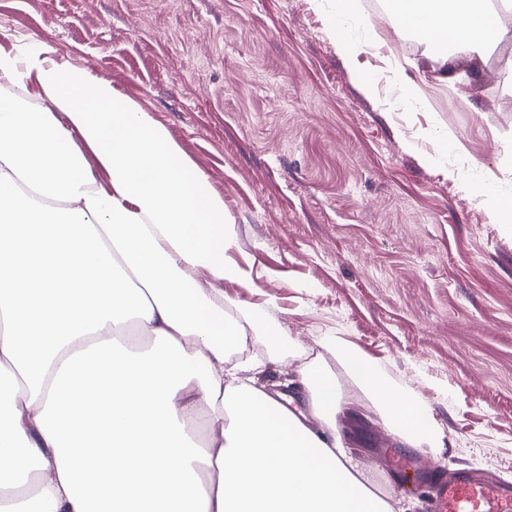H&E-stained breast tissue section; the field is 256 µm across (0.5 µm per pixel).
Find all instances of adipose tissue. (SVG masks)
I'll return each mask as SVG.
<instances>
[{
  "instance_id": "1",
  "label": "adipose tissue",
  "mask_w": 512,
  "mask_h": 512,
  "mask_svg": "<svg viewBox=\"0 0 512 512\" xmlns=\"http://www.w3.org/2000/svg\"><path fill=\"white\" fill-rule=\"evenodd\" d=\"M426 43L512 37L491 0H392ZM0 512H394L336 417L373 408L407 448L442 447L430 408L364 352L322 340L309 409L228 363L232 219L164 126L41 43L0 44ZM258 328V327H255ZM269 345L279 324L258 328Z\"/></svg>"
}]
</instances>
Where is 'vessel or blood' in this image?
Segmentation results:
<instances>
[{"instance_id":"obj_1","label":"vessel or blood","mask_w":512,"mask_h":512,"mask_svg":"<svg viewBox=\"0 0 512 512\" xmlns=\"http://www.w3.org/2000/svg\"><path fill=\"white\" fill-rule=\"evenodd\" d=\"M435 487L434 512H512V488L469 472H427Z\"/></svg>"}]
</instances>
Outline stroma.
Masks as SVG:
<instances>
[{"label":"stroma","instance_id":"1","mask_svg":"<svg viewBox=\"0 0 512 512\" xmlns=\"http://www.w3.org/2000/svg\"><path fill=\"white\" fill-rule=\"evenodd\" d=\"M364 2L346 25L369 93L316 0H0V43L52 44L208 175L235 221L229 255L255 281L225 284L224 313L282 328L277 348L253 339L268 389L306 362L335 367L318 342L340 337L431 406L446 446L416 452L422 465L512 482V229L461 182L477 167L512 194V44L451 55ZM436 126L462 151L441 153ZM351 445L379 489L429 512L385 456L387 429L364 423Z\"/></svg>","mask_w":512,"mask_h":512}]
</instances>
